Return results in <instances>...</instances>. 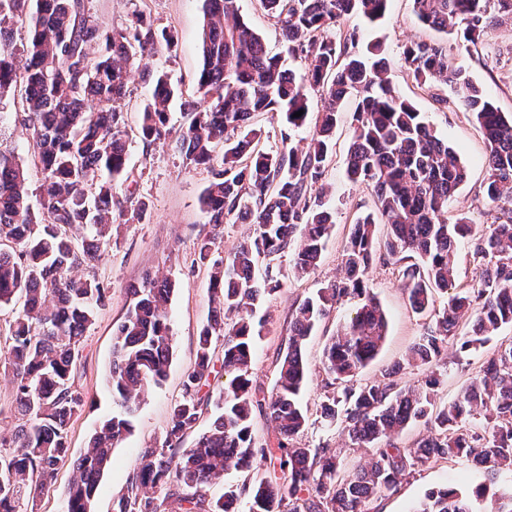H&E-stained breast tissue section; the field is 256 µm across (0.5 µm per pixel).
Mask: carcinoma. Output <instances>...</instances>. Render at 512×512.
<instances>
[{
	"label": "carcinoma",
	"mask_w": 512,
	"mask_h": 512,
	"mask_svg": "<svg viewBox=\"0 0 512 512\" xmlns=\"http://www.w3.org/2000/svg\"><path fill=\"white\" fill-rule=\"evenodd\" d=\"M240 0H204L201 100L188 103L189 125L174 140L188 163L213 170L201 198L211 230L197 239L198 261L210 267L211 314L197 338L196 362L183 380L182 398L171 409L162 446L143 450L113 512H233L242 496L250 512H371L373 500L430 462L470 460L485 468L486 482L469 492H429L415 512H512V493L491 487L512 473V343L500 345L482 372L449 404L435 405L439 380L431 375L403 385L396 365L359 387H341L378 355L388 333L386 314L366 289L377 259L399 266L409 304L428 319L410 361L438 365L459 324V351L482 347L491 331L512 324V114L498 111L465 72L448 61L440 43L412 42L403 58L421 84L448 86L483 130L489 202L508 207L506 220L488 231L460 214L448 217V201L467 179L454 149L416 107L400 97L377 61L349 51L357 29L339 39L328 31L354 16L382 19L388 0H261L288 42L292 55L311 59L296 81L280 58L265 50L242 19ZM425 25L473 46L486 29L512 26V0H413ZM27 30L23 50L10 42L13 29ZM172 31L137 13L126 29H107L87 15L83 0H0V94L10 91L25 114L34 162L42 171L40 211L34 212L28 169L0 150V306L21 304L10 325L11 344L0 352L14 382L13 426L0 437V512H35L38 497L57 479L69 456L67 424L84 406L75 387L76 360L84 334L107 291L89 274L112 245L114 224L140 223L149 204L122 196L129 178L127 132L113 103L127 91L129 67L146 53L174 46ZM151 99L143 108L139 137L147 145L171 135L168 107L181 93L163 70L151 73ZM321 91L324 107L307 146L257 149L262 135L257 112L279 115L288 128L309 118L308 91ZM354 99L347 177L370 186L375 210L354 222L343 251V276L319 288L295 310L285 353L270 391L252 376L255 302L280 290L275 260L293 255L295 273L316 268L335 224L323 185L342 103ZM303 111L299 117L298 111ZM224 144L222 155L216 154ZM390 232L380 243L378 220ZM254 225L253 233L224 260L213 258L220 228L230 221ZM471 241L479 273L455 291L452 262L458 242ZM173 288L148 278L130 290L133 302L113 338L108 384L119 411L95 431L74 465L67 512H90L98 482L112 463V450L132 431V415L150 384L166 374L172 356L168 305ZM362 302L332 336L323 353L327 376L321 416L347 432L354 448H371L366 464L343 471V458L327 444L298 441L308 417L300 400L308 376L305 343L312 331L348 297ZM223 339L215 365L212 344ZM224 371L218 397L205 391L216 369ZM219 414L193 448L181 451L204 410ZM260 413L274 423L276 442L256 441L252 421ZM429 434L409 447L395 442L411 423ZM260 459L278 472L210 489L234 469L248 471Z\"/></svg>",
	"instance_id": "1"
}]
</instances>
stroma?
<instances>
[{"label":"stroma","instance_id":"1","mask_svg":"<svg viewBox=\"0 0 512 512\" xmlns=\"http://www.w3.org/2000/svg\"><path fill=\"white\" fill-rule=\"evenodd\" d=\"M84 5L87 14L111 29L125 28L135 13H145L155 27L174 31L177 42L172 50L160 51L141 61L118 104L129 135V174L134 196L149 203L150 216L142 223L125 225L118 246L107 250L93 270L95 278L108 289L110 299L97 311L81 344L75 384L85 404L67 425L70 462L60 467L54 486L38 500L36 512H66L67 490L73 477L71 462L82 455L95 429L116 409L106 376L112 363L114 332L132 301L131 289L140 287L149 275L165 277L174 284L169 306L173 355L166 377L150 386L135 413L131 434L114 448L112 464L100 479L92 512H112L113 502L125 487L141 449L160 446L169 426L170 409L182 395L183 379L194 365L197 338L210 312L209 268L198 262L196 242L207 230L200 198L212 173L187 164L173 145L147 146L137 134L141 112L151 95L150 87L141 78L142 69L163 68L184 94H193L196 89L201 64L203 0H84ZM240 6L244 21L261 37L269 55L283 58L295 74H304L308 59L289 56L280 30L259 0H241ZM347 25L357 28L360 34L358 52H365L373 44L380 46L396 91L411 100L466 165L468 178L450 201V213L465 214L477 228H490L501 212L485 196L488 173L482 131L448 86L419 85L407 69L402 51L412 42L447 44L450 62L463 68L501 111L512 113V29L505 26L490 29L481 44L467 47L455 36L423 25L413 11L412 0H389L385 17L375 25H366L354 17ZM352 109V102L342 105L330 152L325 185L336 209V224L326 241L321 263L309 274L298 277L293 271L292 255L280 257L283 286L266 296L256 309L265 328L254 348L253 372L258 385L267 390L275 383L276 361L287 346L294 310L318 288L340 277L343 247L351 226L360 214L374 208L371 188L351 183L345 177ZM0 149L30 165L29 192L31 197H38L42 173L32 165L29 132L9 92L0 96ZM368 288L385 310L389 327L378 356L359 375V382L378 379L385 369L400 363L404 366L402 383H417L424 371L407 365L406 360L423 331L424 317L410 308L397 266L375 264L369 273ZM356 306L353 299L338 304L309 337L305 354L310 376L302 397L308 415L302 442L313 447L324 443L341 449L344 463L350 469L364 464L371 451L350 447L345 432L322 420L318 404L326 379L322 366L324 346L336 325L349 317ZM510 342L512 325L502 326L483 351L477 353L460 352L458 341L449 339L437 370L438 402L452 400L478 373L488 354ZM484 480L482 470L467 463L455 460L432 463L403 480L396 493L374 500L371 510L412 512L430 491L446 486L465 490Z\"/></svg>","mask_w":512,"mask_h":512}]
</instances>
